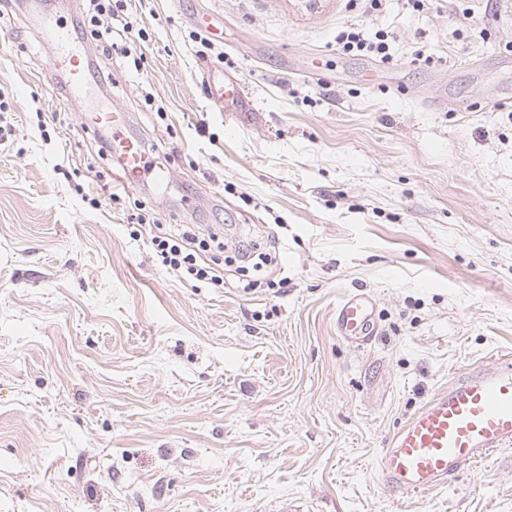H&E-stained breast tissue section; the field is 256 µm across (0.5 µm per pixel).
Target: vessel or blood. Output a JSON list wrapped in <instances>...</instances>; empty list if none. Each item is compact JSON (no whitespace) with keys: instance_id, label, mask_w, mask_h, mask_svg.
I'll return each instance as SVG.
<instances>
[{"instance_id":"vessel-or-blood-1","label":"vessel or blood","mask_w":512,"mask_h":512,"mask_svg":"<svg viewBox=\"0 0 512 512\" xmlns=\"http://www.w3.org/2000/svg\"><path fill=\"white\" fill-rule=\"evenodd\" d=\"M39 31L42 41L57 49L55 67L69 74L68 96L83 97L95 79L90 70L79 67V49L71 31L51 16L41 18ZM204 80L211 111H255L240 79L208 70ZM87 119L93 127L112 132L121 166L120 186L133 188L149 176L166 180L164 170H149L140 142L125 136L124 113L98 111ZM336 329L347 341L367 343L376 331L372 296L359 290L346 294L336 306ZM511 446L512 356L499 354L459 375L397 431L377 459V477L393 493L436 491L445 488L456 472Z\"/></svg>"}]
</instances>
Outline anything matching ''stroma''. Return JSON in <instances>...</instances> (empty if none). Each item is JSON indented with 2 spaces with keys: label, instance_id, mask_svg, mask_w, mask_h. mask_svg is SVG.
Returning <instances> with one entry per match:
<instances>
[{
  "label": "stroma",
  "instance_id": "35a3bbf8",
  "mask_svg": "<svg viewBox=\"0 0 512 512\" xmlns=\"http://www.w3.org/2000/svg\"><path fill=\"white\" fill-rule=\"evenodd\" d=\"M0 10V512H512V447L438 491L376 475L437 391L512 353L505 0H128L146 61L113 56L97 97L170 176L116 200L32 0ZM352 24L393 33V61L342 51ZM207 66L259 111H210ZM142 215L217 232L223 284L175 276ZM355 289L364 346L336 334ZM336 329L347 341L367 343L376 331L372 296L361 290L346 294L336 305Z\"/></svg>",
  "mask_w": 512,
  "mask_h": 512
}]
</instances>
